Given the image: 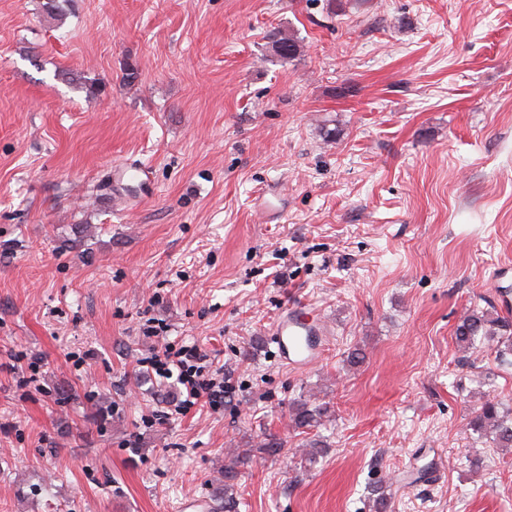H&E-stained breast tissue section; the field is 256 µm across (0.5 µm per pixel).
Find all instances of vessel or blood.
<instances>
[{
    "instance_id": "b4317fda",
    "label": "vessel or blood",
    "mask_w": 512,
    "mask_h": 512,
    "mask_svg": "<svg viewBox=\"0 0 512 512\" xmlns=\"http://www.w3.org/2000/svg\"><path fill=\"white\" fill-rule=\"evenodd\" d=\"M323 333L322 325L314 322L307 304L300 303L281 311L271 341L284 365L299 368L313 362L318 338Z\"/></svg>"
}]
</instances>
